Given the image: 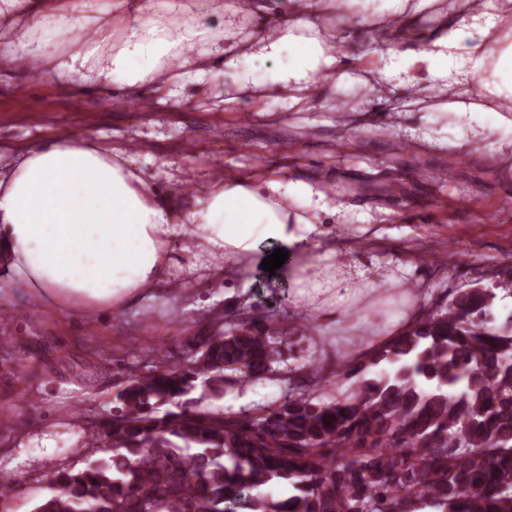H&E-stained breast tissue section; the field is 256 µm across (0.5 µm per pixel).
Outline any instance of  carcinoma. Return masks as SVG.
<instances>
[{"label":"carcinoma","instance_id":"cac0c4a2","mask_svg":"<svg viewBox=\"0 0 512 512\" xmlns=\"http://www.w3.org/2000/svg\"><path fill=\"white\" fill-rule=\"evenodd\" d=\"M496 299L464 289L329 378L308 364L258 418L200 403L292 354L271 316L202 337L180 364L158 349L93 422L100 456L56 473L32 512H512V312L490 325ZM279 483L288 496L267 492Z\"/></svg>","mask_w":512,"mask_h":512}]
</instances>
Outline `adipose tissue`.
<instances>
[{"mask_svg": "<svg viewBox=\"0 0 512 512\" xmlns=\"http://www.w3.org/2000/svg\"><path fill=\"white\" fill-rule=\"evenodd\" d=\"M345 2L286 0L279 36L241 38L237 19L267 11L266 0H224L217 30L183 20L184 0H164L161 17L149 0H0L11 46L0 54V69L22 60L40 67L35 32L73 24L88 36L56 59L59 73L135 92L173 83L168 59H179L199 83L220 62L238 89L259 101L276 91L285 109L297 110L327 84L352 79L338 51L346 38L339 21ZM487 7L486 0H393L365 21L370 33L381 34L385 68L404 91L396 110L412 112L435 97L455 116L452 131L461 142L482 139L487 125L512 122L500 111L512 102V0H497L492 14ZM425 13L437 21L436 31L419 26ZM255 58L269 63L259 80L241 66ZM454 64L482 73L481 85L453 76ZM342 217L306 181L276 172L212 181L185 208L128 169L123 150L69 139L27 150L0 174V264L15 287L63 317L122 310L170 283L177 239L194 262L223 258L208 275L229 283L252 270L263 247L284 249L281 276L302 299L328 293L338 277L364 279L371 290L394 285L395 277L350 267L336 250L314 253L322 225Z\"/></svg>", "mask_w": 512, "mask_h": 512, "instance_id": "ef3b65f1", "label": "adipose tissue"}]
</instances>
